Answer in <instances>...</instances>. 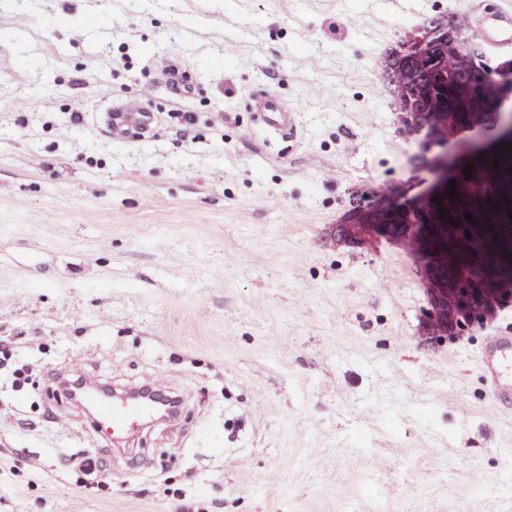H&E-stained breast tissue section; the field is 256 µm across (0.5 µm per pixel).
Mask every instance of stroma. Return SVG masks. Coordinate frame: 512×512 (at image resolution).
Listing matches in <instances>:
<instances>
[{"label": "stroma", "instance_id": "35a3bbf8", "mask_svg": "<svg viewBox=\"0 0 512 512\" xmlns=\"http://www.w3.org/2000/svg\"><path fill=\"white\" fill-rule=\"evenodd\" d=\"M470 2L0 0V352L27 376H0V512H512L481 362L512 305L434 335L407 249L336 239L352 190L431 184L379 62ZM143 85L151 132L110 135ZM76 375L178 415L117 446L59 394ZM254 109L259 112L265 127L282 136L288 133L292 137L296 131L294 115L275 97L270 95L257 96L254 100Z\"/></svg>", "mask_w": 512, "mask_h": 512}]
</instances>
